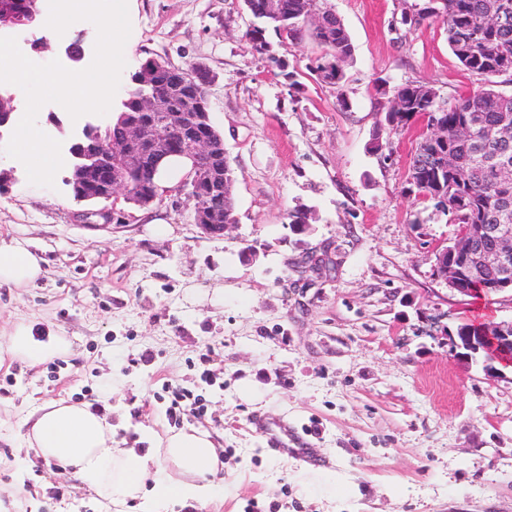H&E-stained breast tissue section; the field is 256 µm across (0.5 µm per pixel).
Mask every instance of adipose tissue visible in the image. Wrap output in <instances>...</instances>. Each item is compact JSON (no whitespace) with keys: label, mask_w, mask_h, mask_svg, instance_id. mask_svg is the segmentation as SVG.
<instances>
[{"label":"adipose tissue","mask_w":512,"mask_h":512,"mask_svg":"<svg viewBox=\"0 0 512 512\" xmlns=\"http://www.w3.org/2000/svg\"><path fill=\"white\" fill-rule=\"evenodd\" d=\"M42 274L39 258L24 244H0V284L34 283ZM69 342L62 336L44 339L28 327H14L7 351L36 366L62 354ZM28 448L72 472L82 486L113 506L138 504L141 512H157L170 500L208 504L218 485L220 461L210 433L191 428L168 434L158 447L141 453L114 442L112 425L89 405L47 401L24 421Z\"/></svg>","instance_id":"obj_1"}]
</instances>
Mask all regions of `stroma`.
I'll return each mask as SVG.
<instances>
[{
    "label": "stroma",
    "instance_id": "obj_1",
    "mask_svg": "<svg viewBox=\"0 0 512 512\" xmlns=\"http://www.w3.org/2000/svg\"><path fill=\"white\" fill-rule=\"evenodd\" d=\"M353 56L335 87L309 67L319 47L286 42L278 69L243 39L241 0H131L126 66L114 104L148 57L200 61L209 107L234 169L236 223L204 235L186 192L147 209L116 198L112 218L83 219L59 170L29 183L0 131V241L41 259L35 284L0 285V336L14 323L67 337L68 353L36 367L0 362V512H109L54 462L23 445L24 418L49 399L92 403L126 448L201 427L223 448L215 502L172 500L162 512H512V369L488 375L447 334L479 318H512V293L464 298L435 271L458 227L409 193L424 119L382 128L395 87L433 86L441 100L512 83L465 72L439 23L400 25L426 0H328ZM41 42L44 62L88 67L97 29L81 20ZM80 41L81 62L65 50ZM348 107H341L339 98ZM393 154L375 150V137ZM311 212L310 232L288 222ZM262 392L249 402L245 382ZM201 414L173 412V389ZM287 417L326 463L268 452L252 414Z\"/></svg>",
    "mask_w": 512,
    "mask_h": 512
}]
</instances>
